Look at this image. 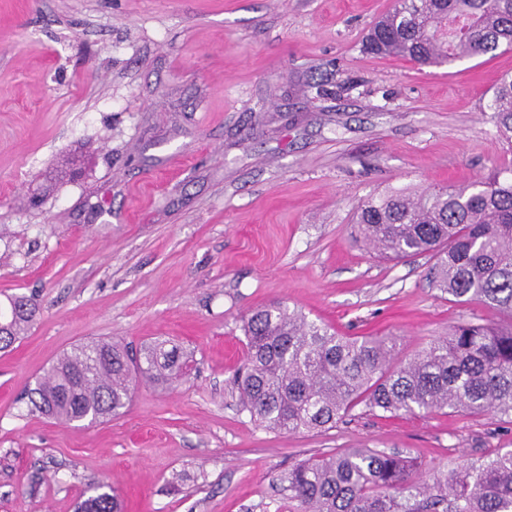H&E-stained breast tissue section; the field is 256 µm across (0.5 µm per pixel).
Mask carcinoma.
Listing matches in <instances>:
<instances>
[{"mask_svg": "<svg viewBox=\"0 0 512 512\" xmlns=\"http://www.w3.org/2000/svg\"><path fill=\"white\" fill-rule=\"evenodd\" d=\"M364 51L441 67L512 48V0H396L370 28ZM487 110L512 152V75ZM363 239L383 257L435 258L434 283L455 301L478 300L508 317L509 328L473 321L453 326L406 361L394 362L392 337L341 336L276 303L243 324L246 354L236 381L242 411L278 433L322 431L359 408L394 415L490 414L512 423V171L494 170L466 185L412 193L393 189L357 211ZM19 297L0 316L12 347L40 314ZM187 368L180 348L160 342L137 354L93 341L63 355L28 397L42 416L78 422L123 414L137 378L171 385ZM407 453L352 448L301 460L279 475L294 512H512V449L464 464L430 483ZM79 512H120L112 492Z\"/></svg>", "mask_w": 512, "mask_h": 512, "instance_id": "cac0c4a2", "label": "carcinoma"}]
</instances>
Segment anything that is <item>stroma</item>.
Masks as SVG:
<instances>
[{
	"label": "stroma",
	"mask_w": 512,
	"mask_h": 512,
	"mask_svg": "<svg viewBox=\"0 0 512 512\" xmlns=\"http://www.w3.org/2000/svg\"><path fill=\"white\" fill-rule=\"evenodd\" d=\"M395 0H0V308L41 311L0 352V512H289L278 476L329 451L411 453L426 476L500 448L489 415L357 409L280 434L241 412L242 320L282 303L401 356L496 309L457 304L432 261L378 258L355 223L391 188L465 184L512 162L485 107L512 50L443 67L363 53ZM170 340L175 385L138 379L86 426L28 387L95 340ZM109 492H98L80 503L79 512H120V503L116 495Z\"/></svg>",
	"instance_id": "obj_1"
}]
</instances>
